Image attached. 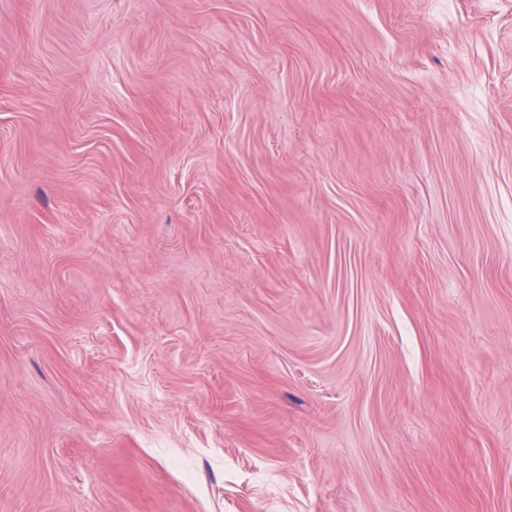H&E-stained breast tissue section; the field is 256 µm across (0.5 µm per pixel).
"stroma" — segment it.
I'll use <instances>...</instances> for the list:
<instances>
[{"mask_svg":"<svg viewBox=\"0 0 512 512\" xmlns=\"http://www.w3.org/2000/svg\"><path fill=\"white\" fill-rule=\"evenodd\" d=\"M0 512H512V0H0Z\"/></svg>","mask_w":512,"mask_h":512,"instance_id":"stroma-1","label":"stroma"}]
</instances>
